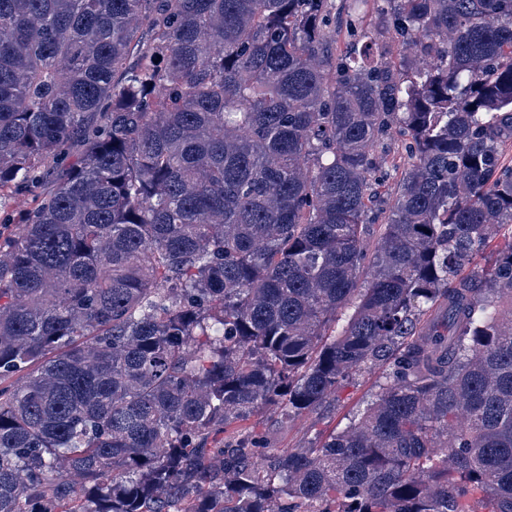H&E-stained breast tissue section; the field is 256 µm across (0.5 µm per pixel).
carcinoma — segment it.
Wrapping results in <instances>:
<instances>
[{
	"label": "carcinoma",
	"mask_w": 512,
	"mask_h": 512,
	"mask_svg": "<svg viewBox=\"0 0 512 512\" xmlns=\"http://www.w3.org/2000/svg\"><path fill=\"white\" fill-rule=\"evenodd\" d=\"M367 2L0 0V512H512V0ZM512 240V224L505 225L498 229L497 233L491 238L489 246L483 254L478 255L464 270L465 274H470L474 270H481L491 263L497 252ZM380 376L378 369L355 376L336 390L329 403L288 422V426L275 421L276 413L263 411L251 415L239 427L265 434L269 448L276 451L297 448L310 439L325 437L345 427L349 419L371 399Z\"/></svg>",
	"instance_id": "cac0c4a2"
}]
</instances>
